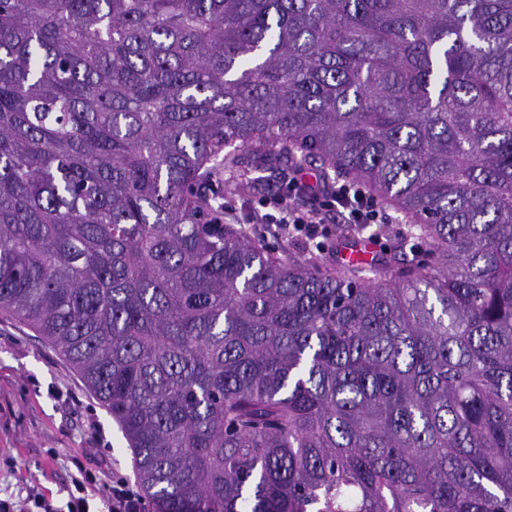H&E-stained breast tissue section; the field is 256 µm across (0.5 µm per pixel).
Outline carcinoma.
Wrapping results in <instances>:
<instances>
[{
	"mask_svg": "<svg viewBox=\"0 0 512 512\" xmlns=\"http://www.w3.org/2000/svg\"><path fill=\"white\" fill-rule=\"evenodd\" d=\"M219 160L426 254H278ZM0 313L155 512H512V0H0Z\"/></svg>",
	"mask_w": 512,
	"mask_h": 512,
	"instance_id": "cac0c4a2",
	"label": "carcinoma"
}]
</instances>
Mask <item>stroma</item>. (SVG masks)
I'll return each instance as SVG.
<instances>
[{
  "label": "stroma",
  "instance_id": "1",
  "mask_svg": "<svg viewBox=\"0 0 512 512\" xmlns=\"http://www.w3.org/2000/svg\"><path fill=\"white\" fill-rule=\"evenodd\" d=\"M244 192L224 168L212 176L210 195L224 205L227 219L275 213L279 172ZM339 219L326 213L318 240L296 233L267 234L277 250L320 248L336 258ZM86 471L96 476L87 495L93 512H107L106 491L113 475L132 477L131 452L100 401L68 362L23 323L0 314V499H41L53 512H67L73 479Z\"/></svg>",
  "mask_w": 512,
  "mask_h": 512
}]
</instances>
